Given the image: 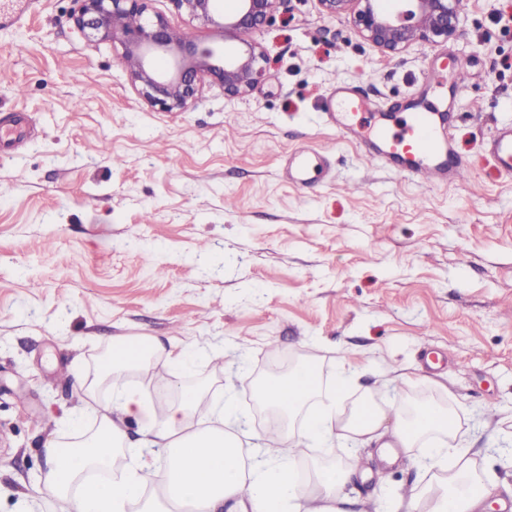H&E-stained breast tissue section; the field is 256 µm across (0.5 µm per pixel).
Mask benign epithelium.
Segmentation results:
<instances>
[{
  "label": "benign epithelium",
  "mask_w": 512,
  "mask_h": 512,
  "mask_svg": "<svg viewBox=\"0 0 512 512\" xmlns=\"http://www.w3.org/2000/svg\"><path fill=\"white\" fill-rule=\"evenodd\" d=\"M75 28L84 36L118 43L133 88L154 109L180 112L205 81L232 97L246 95L265 76V52L256 44L230 51L226 41L270 22L278 0H236L230 15L218 14L215 0H170L176 10L212 25L222 41L210 44L175 32L165 17L145 16L148 0H74ZM332 15L351 17L358 33L384 53L414 42L451 39L463 0H319ZM139 23L129 24L131 17Z\"/></svg>",
  "instance_id": "7a95c632"
}]
</instances>
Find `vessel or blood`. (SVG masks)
<instances>
[{"mask_svg": "<svg viewBox=\"0 0 512 512\" xmlns=\"http://www.w3.org/2000/svg\"><path fill=\"white\" fill-rule=\"evenodd\" d=\"M464 61H454L449 68H432L426 82L437 84L451 81L456 89H464L467 78ZM328 111L338 133L362 139L379 159L400 168L403 172L434 186L456 182L463 166L451 158L450 136L439 120L437 110L420 109L407 113L398 126H391L376 114L365 112L363 102L352 88L336 87ZM490 152L499 169L512 174V124L499 128L490 141ZM314 151L303 146L288 159V178L301 186H311L320 175L313 168Z\"/></svg>", "mask_w": 512, "mask_h": 512, "instance_id": "b4317fda", "label": "vessel or blood"}]
</instances>
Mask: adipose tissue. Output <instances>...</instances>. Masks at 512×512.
<instances>
[{"label": "adipose tissue", "mask_w": 512, "mask_h": 512, "mask_svg": "<svg viewBox=\"0 0 512 512\" xmlns=\"http://www.w3.org/2000/svg\"><path fill=\"white\" fill-rule=\"evenodd\" d=\"M186 356V350L169 349L149 338L117 339L112 364L103 376L118 378L127 370L158 364L178 368ZM321 388V373L308 363L294 366L287 376L268 378L262 398L288 422L276 443L261 441L246 456L240 452L239 435L230 427L237 417L234 401H225L211 426L193 429L188 420L199 404L198 390H184L180 404L161 421L151 417L146 390H122L112 404L88 403L72 415L76 424L84 415H94L99 422L96 431L65 448L54 439L45 441L38 491L56 512H349L339 495L347 472L328 467L298 480L297 448L310 443L332 448L348 438L371 440L389 420L404 448L414 447L426 434L455 431L450 416L433 405L410 418L374 401L360 402L347 412L341 394L314 404ZM130 420L140 423L142 430L132 464L111 481L90 479V470L112 467L116 452L125 445ZM160 457L166 458L167 466L159 471L155 462ZM474 467L463 453L450 466L441 455H429V512H483L491 495L487 482L462 480Z\"/></svg>", "instance_id": "adipose-tissue-1"}]
</instances>
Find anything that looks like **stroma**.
<instances>
[{"label": "stroma", "mask_w": 512, "mask_h": 512, "mask_svg": "<svg viewBox=\"0 0 512 512\" xmlns=\"http://www.w3.org/2000/svg\"><path fill=\"white\" fill-rule=\"evenodd\" d=\"M464 2L452 39L385 54L318 0H280L243 36L264 80L237 98L205 83L180 112L138 95L121 47L75 29L72 0L0 24V126L27 120L0 148V512L36 500L39 444L75 434L67 417L116 336L200 349L178 375L122 379L156 416L182 388L202 386V414L233 389L255 434L254 375L310 361L328 390L348 358L366 370L350 397L437 405L457 435L393 465L366 445L305 448L297 469L341 465L342 496L373 512L419 492L443 441L512 504V176L489 152L512 123V0ZM453 57L466 90L424 83ZM339 85L371 112L436 105L463 180L426 186L340 136L325 112ZM304 145L330 165L311 188L285 176Z\"/></svg>", "instance_id": "stroma-1"}]
</instances>
